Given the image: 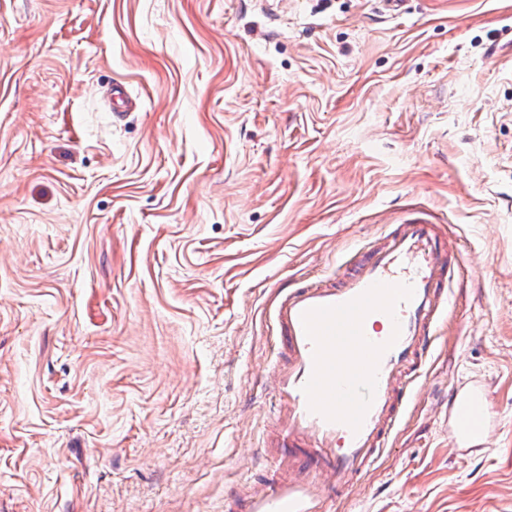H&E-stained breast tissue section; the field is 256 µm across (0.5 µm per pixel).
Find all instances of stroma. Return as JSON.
Wrapping results in <instances>:
<instances>
[{
    "mask_svg": "<svg viewBox=\"0 0 512 512\" xmlns=\"http://www.w3.org/2000/svg\"><path fill=\"white\" fill-rule=\"evenodd\" d=\"M416 211L464 279L338 512H512V0H0V512H224L273 289ZM472 373L499 430L461 456ZM490 400V387L486 379L474 375L458 381L448 393V402L441 406L444 432L453 448H479L488 435L497 429L496 418L488 416L481 427L473 426L468 414L474 407H483Z\"/></svg>",
    "mask_w": 512,
    "mask_h": 512,
    "instance_id": "1",
    "label": "stroma"
}]
</instances>
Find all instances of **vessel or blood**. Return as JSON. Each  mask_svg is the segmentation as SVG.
Instances as JSON below:
<instances>
[{"label": "vessel or blood", "instance_id": "obj_1", "mask_svg": "<svg viewBox=\"0 0 512 512\" xmlns=\"http://www.w3.org/2000/svg\"><path fill=\"white\" fill-rule=\"evenodd\" d=\"M425 214L351 251L336 275L280 286L272 301L277 357L268 378L272 423L259 479L224 497V512H335L391 447L434 353L463 265ZM486 379L458 381L440 409L454 448H477L495 417Z\"/></svg>", "mask_w": 512, "mask_h": 512}]
</instances>
